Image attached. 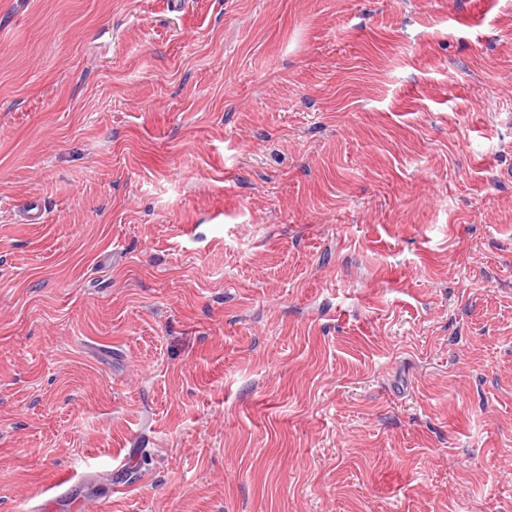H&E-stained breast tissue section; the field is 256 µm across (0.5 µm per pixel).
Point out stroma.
Returning <instances> with one entry per match:
<instances>
[{
	"mask_svg": "<svg viewBox=\"0 0 512 512\" xmlns=\"http://www.w3.org/2000/svg\"><path fill=\"white\" fill-rule=\"evenodd\" d=\"M62 472L512 512V0H0V512Z\"/></svg>",
	"mask_w": 512,
	"mask_h": 512,
	"instance_id": "obj_1",
	"label": "stroma"
}]
</instances>
